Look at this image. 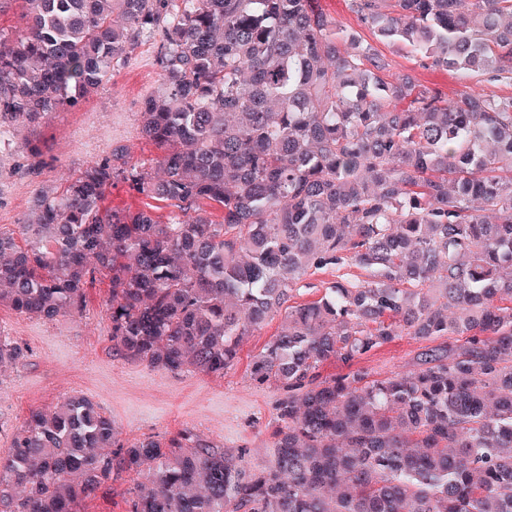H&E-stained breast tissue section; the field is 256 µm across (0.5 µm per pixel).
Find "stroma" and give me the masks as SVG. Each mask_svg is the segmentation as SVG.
Wrapping results in <instances>:
<instances>
[{
	"instance_id": "stroma-1",
	"label": "stroma",
	"mask_w": 512,
	"mask_h": 512,
	"mask_svg": "<svg viewBox=\"0 0 512 512\" xmlns=\"http://www.w3.org/2000/svg\"><path fill=\"white\" fill-rule=\"evenodd\" d=\"M318 4L338 25L357 31L388 59L390 77L409 72L421 84L451 97L464 91L512 95L510 79H462L449 71L419 66L407 51L376 41L344 0H318ZM161 41L157 35L140 43L129 61L116 67L111 82L81 108L57 112L47 125L21 127L7 134L5 143H0V229L13 230L31 219L33 200L43 184L60 183L87 163L111 157L114 149H123L129 164L155 169L160 152L141 138L138 114L144 97L162 88L157 62ZM32 140L52 158L51 165L37 174L29 169L25 149ZM341 274L354 282L367 278L365 271L354 266L309 271L297 285L294 303L320 298ZM107 295L108 281L98 277L86 290L83 314L53 321L0 306V334L26 350L20 363L0 367V453L8 451L30 410L50 411L65 398L82 394L111 417L125 441L155 433L173 438L189 431L231 451L248 449L252 465L267 464L274 406L281 391L274 384H254L250 364L278 332L280 318L268 320L245 339L237 365L224 376L174 374L113 350L104 306ZM426 347V342L405 336L370 352L360 365L377 378L403 373L417 368ZM144 480L141 471L121 473L83 501L80 512H128L132 493Z\"/></svg>"
}]
</instances>
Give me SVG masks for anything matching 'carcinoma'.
<instances>
[{"label": "carcinoma", "instance_id": "obj_1", "mask_svg": "<svg viewBox=\"0 0 512 512\" xmlns=\"http://www.w3.org/2000/svg\"><path fill=\"white\" fill-rule=\"evenodd\" d=\"M0 31V136L75 109L162 31L141 137L0 230V304L82 314L103 274L113 349L221 377L283 313L250 377L283 390L272 458L186 431L119 438L80 395L33 410L0 455V512H79L146 471L129 512H512V96L453 98L389 62L317 0H21ZM380 41L463 78L512 76V0H347ZM122 180L171 203L112 209ZM218 205L222 221L208 208ZM356 266L291 305L311 269ZM401 336L447 338L419 368L357 366ZM24 349L0 335V364ZM335 360L345 372L321 377Z\"/></svg>", "mask_w": 512, "mask_h": 512}]
</instances>
